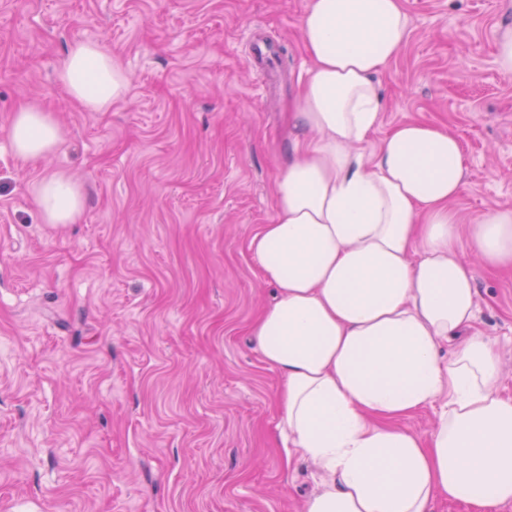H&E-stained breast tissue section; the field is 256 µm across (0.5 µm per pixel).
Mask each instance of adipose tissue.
Returning a JSON list of instances; mask_svg holds the SVG:
<instances>
[{"label": "adipose tissue", "instance_id": "ef3b65f1", "mask_svg": "<svg viewBox=\"0 0 512 512\" xmlns=\"http://www.w3.org/2000/svg\"><path fill=\"white\" fill-rule=\"evenodd\" d=\"M310 61L290 112L288 162L275 215L251 238L275 302L249 333L281 382L282 463L305 458L318 490L304 512H431L436 499L492 512L512 502V399L499 395V357L472 326L469 241L486 268H512V210L460 229L462 148L448 130L410 120L371 143L383 103L374 81L409 34L404 0H307L300 23ZM58 79L89 112L122 100L127 74L94 41L70 44ZM18 156L39 160L63 139L51 113L12 115ZM377 135V134H376ZM45 223L82 214L77 182L44 177ZM437 407L429 435L403 419Z\"/></svg>", "mask_w": 512, "mask_h": 512}]
</instances>
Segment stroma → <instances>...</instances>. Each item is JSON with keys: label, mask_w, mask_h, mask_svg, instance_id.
Returning <instances> with one entry per match:
<instances>
[{"label": "stroma", "mask_w": 512, "mask_h": 512, "mask_svg": "<svg viewBox=\"0 0 512 512\" xmlns=\"http://www.w3.org/2000/svg\"><path fill=\"white\" fill-rule=\"evenodd\" d=\"M306 0H0V512H303L311 462L282 467L277 372L248 329L274 290L249 240L275 215L288 107L309 61ZM410 35L378 75L382 130L462 145L463 223L512 210V82L497 65L512 0H405ZM283 63L252 65L256 40ZM100 42L123 101L86 111L57 79ZM52 113L57 150L25 161L8 126ZM85 194L45 223L33 187ZM477 268L473 332L512 398V271ZM33 194L43 219L48 224H73L84 209L80 186L63 173L44 177L34 187Z\"/></svg>", "instance_id": "35a3bbf8"}]
</instances>
